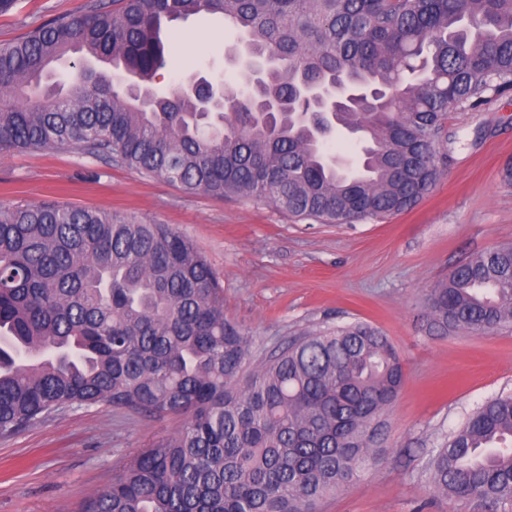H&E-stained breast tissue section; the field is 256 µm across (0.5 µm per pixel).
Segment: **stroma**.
<instances>
[{
    "label": "stroma",
    "mask_w": 512,
    "mask_h": 512,
    "mask_svg": "<svg viewBox=\"0 0 512 512\" xmlns=\"http://www.w3.org/2000/svg\"><path fill=\"white\" fill-rule=\"evenodd\" d=\"M88 0H18L0 14V44ZM154 86L194 78L237 85V43L223 20L199 15L164 33ZM444 171L413 209L382 221L328 225L288 217L267 201L188 193L79 149L0 154V202L107 210L168 224L190 238L224 287V313L253 338L252 359L278 354L302 333L356 321L389 337L404 387L385 416L380 459L320 512H482L434 493L429 460L482 402L512 393V325L482 335L430 332L432 288L474 253L512 243V90L448 114ZM177 418L107 406L70 410L0 436V512H80L111 485L127 456L173 434Z\"/></svg>",
    "instance_id": "obj_1"
}]
</instances>
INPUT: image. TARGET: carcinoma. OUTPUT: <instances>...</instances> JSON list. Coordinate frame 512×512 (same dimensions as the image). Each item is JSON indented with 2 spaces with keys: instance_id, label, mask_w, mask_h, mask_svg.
I'll list each match as a JSON object with an SVG mask.
<instances>
[{
  "instance_id": "cac0c4a2",
  "label": "carcinoma",
  "mask_w": 512,
  "mask_h": 512,
  "mask_svg": "<svg viewBox=\"0 0 512 512\" xmlns=\"http://www.w3.org/2000/svg\"><path fill=\"white\" fill-rule=\"evenodd\" d=\"M201 12L244 34L255 66L207 112L153 89L162 23ZM84 53L134 77L84 70ZM305 84L337 89L339 166ZM512 88V0H96L0 44V154L54 147L300 220L353 224L414 208L440 175L449 104ZM436 332L512 324V243L456 265L429 295ZM207 258L167 224L47 202L0 204V435L110 406L180 429L132 452L82 512H319L378 460L403 360L354 322L304 333L250 366ZM436 492L512 512V394L478 406L430 461Z\"/></svg>"
}]
</instances>
